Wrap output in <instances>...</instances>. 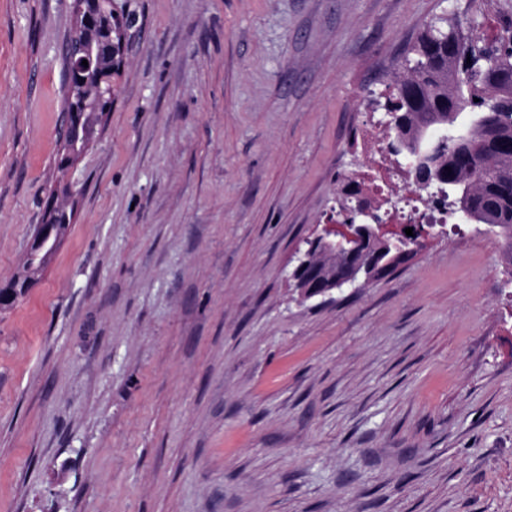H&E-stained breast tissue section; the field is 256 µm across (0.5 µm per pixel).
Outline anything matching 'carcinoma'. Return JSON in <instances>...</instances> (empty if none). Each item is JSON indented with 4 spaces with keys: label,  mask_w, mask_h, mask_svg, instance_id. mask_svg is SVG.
Returning a JSON list of instances; mask_svg holds the SVG:
<instances>
[{
    "label": "carcinoma",
    "mask_w": 512,
    "mask_h": 512,
    "mask_svg": "<svg viewBox=\"0 0 512 512\" xmlns=\"http://www.w3.org/2000/svg\"><path fill=\"white\" fill-rule=\"evenodd\" d=\"M425 32L413 49L425 62V69L409 67L398 74L395 101L396 140L413 143L440 126L446 130L437 150L434 170L421 172L424 181L434 173L443 177L448 191L458 192V204L472 212L483 224L512 239V37L484 44L475 53V44L454 28ZM112 77L111 62L102 57L82 77L66 87L64 101L79 106L88 100L100 112L112 104L97 99L99 87ZM463 112L473 114L468 126H455ZM99 135V112H86L80 125L70 131L71 139L92 142ZM73 210H56L53 234L67 231ZM55 250L45 248L26 260L18 271L25 279L38 280Z\"/></svg>",
    "instance_id": "cac0c4a2"
}]
</instances>
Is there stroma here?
I'll list each match as a JSON object with an SVG mask.
<instances>
[{"instance_id":"stroma-1","label":"stroma","mask_w":512,"mask_h":512,"mask_svg":"<svg viewBox=\"0 0 512 512\" xmlns=\"http://www.w3.org/2000/svg\"><path fill=\"white\" fill-rule=\"evenodd\" d=\"M72 0H0V512H512V245L467 223L300 300L431 25L512 0H113L104 129L54 168ZM55 251V249L45 248L35 253L31 259H27L24 264H22L16 275H20L25 279L35 280L36 282L48 266Z\"/></svg>"}]
</instances>
